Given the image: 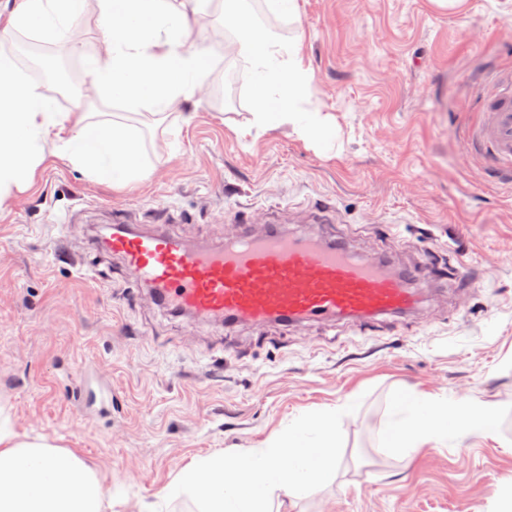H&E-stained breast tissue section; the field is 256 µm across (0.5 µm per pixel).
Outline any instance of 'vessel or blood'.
Returning a JSON list of instances; mask_svg holds the SVG:
<instances>
[{
	"label": "vessel or blood",
	"mask_w": 512,
	"mask_h": 512,
	"mask_svg": "<svg viewBox=\"0 0 512 512\" xmlns=\"http://www.w3.org/2000/svg\"><path fill=\"white\" fill-rule=\"evenodd\" d=\"M493 90L477 98L472 148L490 156L496 177H512V68L496 71ZM102 245L120 259L133 287L150 290L177 316L192 320L368 324L414 312V269L399 273L357 258L340 237L306 233H241L214 247H194L158 228L143 230L113 216Z\"/></svg>",
	"instance_id": "obj_1"
}]
</instances>
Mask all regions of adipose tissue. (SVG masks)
Returning a JSON list of instances; mask_svg holds the SVG:
<instances>
[{
    "label": "adipose tissue",
    "instance_id": "obj_1",
    "mask_svg": "<svg viewBox=\"0 0 512 512\" xmlns=\"http://www.w3.org/2000/svg\"><path fill=\"white\" fill-rule=\"evenodd\" d=\"M247 0H98L103 48L88 56L85 74L102 102L122 99L120 118L95 119L81 109L59 112L24 77L15 56L2 52L17 33L58 35L74 22L85 0H15L0 18V199L21 187L45 147L91 178L123 186L145 174L152 161L142 130L129 114L149 112L154 125L200 90L207 55L190 35V16L215 9L236 38V53L260 82L254 124L291 125L305 141L332 138V117L312 105L313 75L304 62L302 36L283 39L246 6ZM287 80L293 106L270 112L266 87ZM497 423L494 405L403 395L393 401L382 445L408 453L448 438H479ZM97 472L71 451L45 438H24L0 409V512H113Z\"/></svg>",
    "mask_w": 512,
    "mask_h": 512
}]
</instances>
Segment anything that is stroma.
I'll return each mask as SVG.
<instances>
[{
  "label": "stroma",
  "instance_id": "obj_1",
  "mask_svg": "<svg viewBox=\"0 0 512 512\" xmlns=\"http://www.w3.org/2000/svg\"><path fill=\"white\" fill-rule=\"evenodd\" d=\"M252 4L279 34L302 33L335 142L254 126L248 66L227 55L223 19L210 17L202 95L147 136L145 177L114 187L50 153L0 202V404L20 434L74 452L124 491L121 512L158 501L196 458L262 447L301 414L353 401L336 475L293 512H497L512 483V181L493 178L467 130L477 92L512 67V0L452 11L297 0L293 24ZM53 45L31 31L8 46L36 88L48 84L37 54ZM319 195L336 202L332 223L308 222ZM245 208L253 231L305 225L343 234L366 260L418 266L425 307L370 331L195 328L131 291L118 258L88 251L90 229L116 212L214 244ZM437 255L484 269L482 283L446 288L429 272ZM85 369L111 388V418L71 397ZM399 393L491 403L498 426L395 456L380 435Z\"/></svg>",
  "mask_w": 512,
  "mask_h": 512
}]
</instances>
